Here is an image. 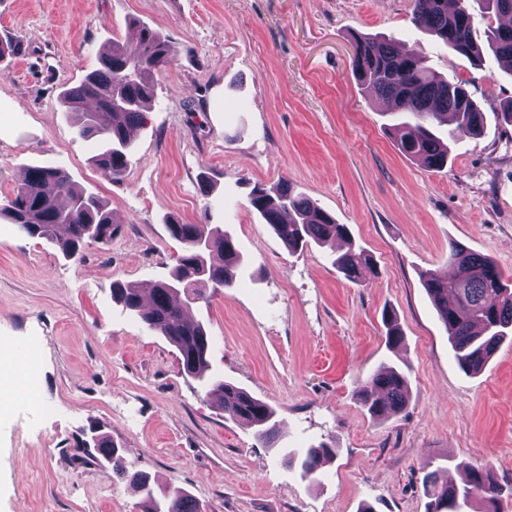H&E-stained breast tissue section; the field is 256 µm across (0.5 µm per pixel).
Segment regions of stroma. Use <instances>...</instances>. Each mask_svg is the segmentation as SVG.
I'll use <instances>...</instances> for the list:
<instances>
[{
    "label": "stroma",
    "mask_w": 512,
    "mask_h": 512,
    "mask_svg": "<svg viewBox=\"0 0 512 512\" xmlns=\"http://www.w3.org/2000/svg\"><path fill=\"white\" fill-rule=\"evenodd\" d=\"M411 0H0V35L22 52L0 72V206L29 165L60 166L111 202L107 244L64 258L0 218V342L28 357L33 401L0 422V512H141L140 498L85 444L111 436L129 471L189 493L201 512H425L430 467L460 476L488 462L512 512V339L480 373L456 364L422 271L452 275L448 244L491 258L512 279V75L417 29ZM179 55L132 135L123 181L95 163L60 103L115 40L139 24ZM394 35L462 81L486 116L446 168L403 154L386 103L357 82L354 33ZM288 181L349 225L376 263L354 283L330 249L291 253L249 205ZM228 231L245 266L190 309L212 338L207 374L276 413L272 444L228 418L159 332L112 300L121 280L169 279L182 246L169 218ZM404 334L385 344V313ZM408 369L404 412L370 418L355 397L380 363ZM53 404L45 416L36 402ZM336 450L314 480L288 457Z\"/></svg>",
    "instance_id": "obj_1"
}]
</instances>
